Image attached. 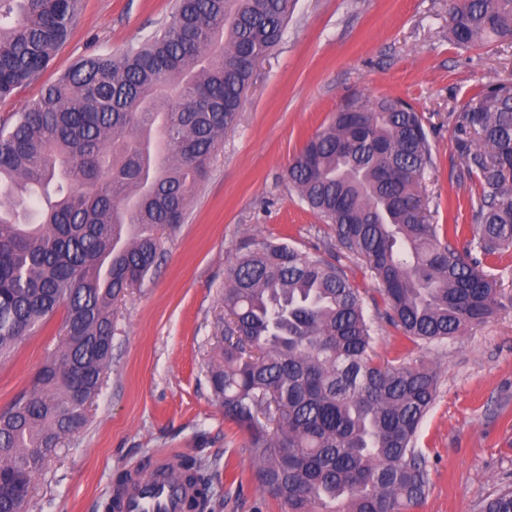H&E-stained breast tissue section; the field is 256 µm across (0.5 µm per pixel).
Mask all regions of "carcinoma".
I'll list each match as a JSON object with an SVG mask.
<instances>
[{
    "label": "carcinoma",
    "instance_id": "1",
    "mask_svg": "<svg viewBox=\"0 0 512 512\" xmlns=\"http://www.w3.org/2000/svg\"><path fill=\"white\" fill-rule=\"evenodd\" d=\"M292 0H178L122 55L79 59L0 126V355L64 305L63 342L0 412V512H21L60 440L85 423L112 357V303L140 283L183 223L237 119L252 61L280 38ZM80 0H0V99L36 80ZM464 48L512 43V0H455ZM458 181L470 182L480 256L432 224L418 188L433 163L423 118L400 98L356 99L293 157L288 181L336 240L363 257L387 317L431 343L498 305L484 262L512 246V81L455 116ZM210 385L248 436L259 487L288 512H415L428 488L417 429L437 371L375 360L373 319L344 271L286 243H252L228 275ZM206 506L195 458L152 467ZM478 512H512L502 487Z\"/></svg>",
    "mask_w": 512,
    "mask_h": 512
}]
</instances>
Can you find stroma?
<instances>
[{"instance_id": "35a3bbf8", "label": "stroma", "mask_w": 512, "mask_h": 512, "mask_svg": "<svg viewBox=\"0 0 512 512\" xmlns=\"http://www.w3.org/2000/svg\"><path fill=\"white\" fill-rule=\"evenodd\" d=\"M449 0H294L278 43L259 58L235 125L224 134L162 258L112 306V358L84 426L62 439L32 482L27 512H100L117 472L145 458L191 455L208 468L206 512H285L262 492L244 433L224 418L209 370L224 324V284L253 240L284 242L341 267L367 311L381 303L362 257L338 244L289 184L293 156L353 98L399 97L424 118L434 165L421 184L430 222L471 235L470 183L457 179L452 112L488 82L512 79V43L464 49L449 39ZM176 0H82L69 39L40 77L0 102V123L74 62L118 55L167 23ZM499 305L484 323L416 345L375 320L378 360L433 366L438 393L418 432L430 489L418 512H477L512 484V254L492 261ZM58 307L0 359V410L61 343Z\"/></svg>"}]
</instances>
